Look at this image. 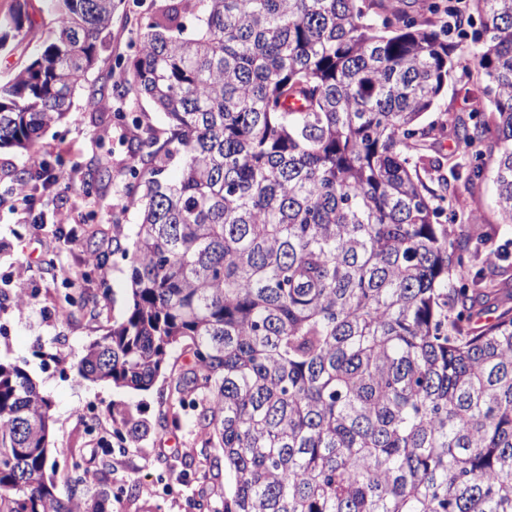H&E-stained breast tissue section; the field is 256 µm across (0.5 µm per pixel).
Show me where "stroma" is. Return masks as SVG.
Here are the masks:
<instances>
[{"label":"stroma","instance_id":"1","mask_svg":"<svg viewBox=\"0 0 512 512\" xmlns=\"http://www.w3.org/2000/svg\"><path fill=\"white\" fill-rule=\"evenodd\" d=\"M153 8V0H122L111 40L102 53L103 65L90 74L68 121L48 129L39 141L42 157L64 177L29 183L28 215L16 210L12 195L25 158L0 149V291L23 279L35 294L21 311L11 302L0 303V360L23 363L52 402L51 448L61 467L56 475L59 495L70 492L63 469L79 448L91 468L105 473L112 512H189L191 499L200 492L227 493L233 484L224 470L221 450L203 447L197 439L192 410L181 411L180 425H160V416L169 411L168 379H158L150 390L136 391L83 379L74 369L84 346L127 313L125 261L117 257L107 261L108 295L100 301L99 314L69 322L59 313L60 297L87 288L82 259L111 238L113 218L126 224L137 221L136 213L124 205L129 172L140 165L131 150L137 134L133 118H140L157 136L165 134L164 116L147 101L113 99V107L121 108L126 118L108 128L86 105L89 90L106 80L108 61L134 56L138 24ZM27 10L20 34L10 39L8 49L0 50L2 81L30 62L36 45L52 30L53 17L45 0H29ZM458 43L453 76L435 107L423 116V124L437 126L448 113L466 111L469 93L485 85L474 44L466 37ZM496 166V157H488L485 177L477 185H469L463 177L455 181L457 197L445 201L444 208L458 225L479 219L488 234L485 248L494 253L495 266L485 268L477 259L473 270L481 271L487 280L498 276L512 280V224L502 223L495 205ZM61 212L68 216L63 224L55 221ZM115 405L145 420L147 433L133 441H119L112 433ZM135 484L140 487L136 495L131 492Z\"/></svg>","mask_w":512,"mask_h":512}]
</instances>
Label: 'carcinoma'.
Masks as SVG:
<instances>
[{"label":"carcinoma","mask_w":512,"mask_h":512,"mask_svg":"<svg viewBox=\"0 0 512 512\" xmlns=\"http://www.w3.org/2000/svg\"><path fill=\"white\" fill-rule=\"evenodd\" d=\"M51 36L0 82V149L19 184L52 176L36 143L72 112L117 0H48ZM28 0L0 18V50ZM473 28L487 79L467 115L421 123ZM113 84L148 100L163 140L138 135L112 254L130 270L125 317L89 342L78 374L148 391L170 373L203 446L234 477L205 512H512V285L469 280L478 229L456 232L412 154L451 138L479 182L499 152L512 224V0H156ZM101 85L91 102L112 111ZM178 164L180 177L168 169ZM98 291L60 309L95 312ZM497 312L480 327L473 317ZM189 356L175 368L176 353ZM115 434L147 431L126 408ZM51 402L0 362V512H105L107 479L72 455L56 492Z\"/></svg>","instance_id":"carcinoma-1"}]
</instances>
